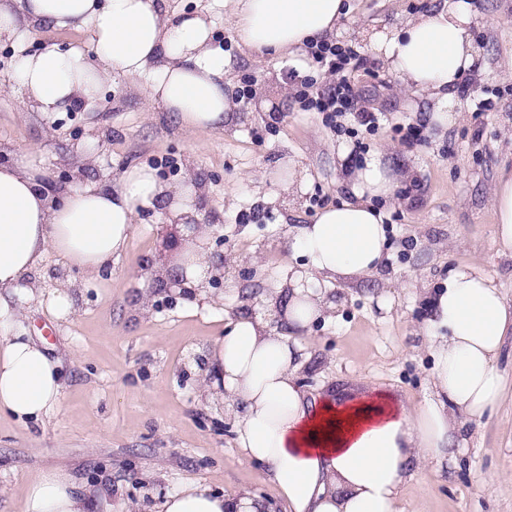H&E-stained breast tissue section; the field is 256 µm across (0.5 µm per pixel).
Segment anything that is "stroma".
Instances as JSON below:
<instances>
[{
    "label": "stroma",
    "mask_w": 512,
    "mask_h": 512,
    "mask_svg": "<svg viewBox=\"0 0 512 512\" xmlns=\"http://www.w3.org/2000/svg\"><path fill=\"white\" fill-rule=\"evenodd\" d=\"M437 2L350 0L335 39L359 47L366 64L348 74L354 100L340 119L341 135L327 126L325 113L302 111L286 79V68L304 69V55L256 63L242 54L231 22L212 10V0H170V6L211 9L213 43L230 59L234 85L251 86L238 121L221 131H186L118 73L91 106L50 120L33 109L19 111L15 54L0 43L1 162L8 151L29 152L55 191L108 187L133 165L150 166L175 186L191 171L203 189L195 201L200 220L220 225L224 241L214 250L232 259L223 287L188 306L178 291L138 272L143 259L159 266L173 255L163 209L149 208L126 250L98 279L85 280L50 252L28 276L33 295L6 292L22 309L20 333L58 361L63 388L59 407L43 420L23 424L0 415V512H20L22 485L57 467L76 487L97 490L91 512H120L126 504L152 512L188 481L227 495L246 490L271 512H286L263 466L237 447L234 408L203 395L200 361L236 318L273 321L268 291L285 265L303 263L290 249L294 229L346 197L338 150L351 128L367 151H388L398 176L395 202L380 206L387 257L360 282H331L336 314L302 337L300 383L339 403L381 396L410 407L429 397L432 361L419 326L448 276L480 261L512 300V256L497 251L489 205L499 168L512 164V74L502 67L512 55V0H469L476 17L470 33L480 50L470 76L480 93L457 94L463 117L445 129L431 121L430 102L405 93L368 43L369 34ZM47 44L95 59L85 32L34 26L27 50ZM361 112L380 113L379 126L360 128ZM410 125L422 132L409 144L403 136ZM292 158L311 176L299 199L282 190L278 177ZM260 174L268 180L259 190L252 178ZM67 280L73 312L59 318L48 298ZM499 367L510 402L464 428L465 449L457 459L412 467L401 491L402 512H512V335ZM491 474L500 480L487 492L482 480Z\"/></svg>",
    "instance_id": "1"
}]
</instances>
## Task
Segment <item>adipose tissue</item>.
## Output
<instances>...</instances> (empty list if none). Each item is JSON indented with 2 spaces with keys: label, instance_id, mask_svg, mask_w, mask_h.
<instances>
[{
  "label": "adipose tissue",
  "instance_id": "obj_1",
  "mask_svg": "<svg viewBox=\"0 0 512 512\" xmlns=\"http://www.w3.org/2000/svg\"><path fill=\"white\" fill-rule=\"evenodd\" d=\"M168 0H25L15 11L0 0V40L21 51L16 75L22 108L44 116L75 104H94L113 73L175 113L190 131H214L238 108L223 50L212 44L209 12H171ZM239 46L256 59L295 55L312 40L335 33L343 0H220ZM49 24L92 35L95 62L76 49L48 45L22 49L25 24ZM468 0H441L430 12L377 35L373 49L403 90L425 94L439 125L461 117L454 90L473 69ZM397 178L386 151L370 153L346 178L347 197L327 207L293 240L309 258L286 267L269 291L286 331L254 316L238 318L214 340L203 374L207 399L243 407L237 445L247 460L265 465L288 512H400L399 494L409 465L454 458L461 430L505 401L498 359L512 331V305L478 263L455 270L432 299L421 326L433 360L432 393L414 407L388 401L338 404L307 393L299 383L302 347L297 337L334 304L325 284L357 281L378 271L387 245L375 200L396 198ZM199 188L193 178L179 187L155 170L134 165L111 187L88 185L58 193L24 155L0 163V288L25 287L28 274L48 252L95 278L127 246L142 210L163 204L180 247L166 266L182 269L187 304L206 299L213 258L201 249L212 234L202 226L191 240L186 222L196 218ZM494 242L512 254V168L501 169L490 196ZM20 312L0 302V413L19 421L41 420L59 403V364L35 342L9 335ZM21 512H86L85 499L68 473L57 468L30 480ZM155 512H268L244 492L226 497L195 482L165 496Z\"/></svg>",
  "mask_w": 512,
  "mask_h": 512
}]
</instances>
